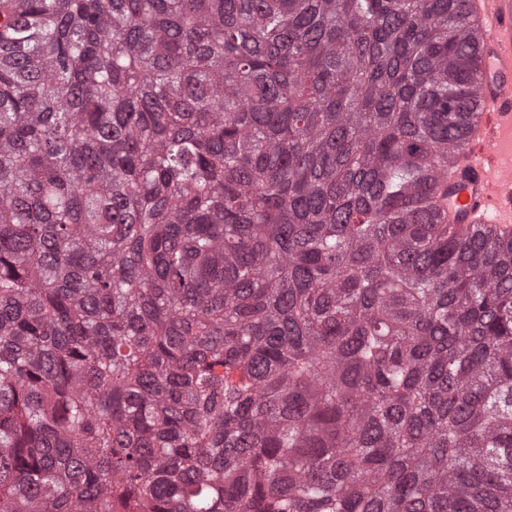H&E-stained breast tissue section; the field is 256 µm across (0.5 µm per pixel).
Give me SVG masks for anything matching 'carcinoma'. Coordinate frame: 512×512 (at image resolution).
<instances>
[{
  "mask_svg": "<svg viewBox=\"0 0 512 512\" xmlns=\"http://www.w3.org/2000/svg\"><path fill=\"white\" fill-rule=\"evenodd\" d=\"M477 91L466 0H0V512H512Z\"/></svg>",
  "mask_w": 512,
  "mask_h": 512,
  "instance_id": "carcinoma-1",
  "label": "carcinoma"
}]
</instances>
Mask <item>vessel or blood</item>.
I'll list each match as a JSON object with an SVG mask.
<instances>
[{"label": "vessel or blood", "mask_w": 512, "mask_h": 512, "mask_svg": "<svg viewBox=\"0 0 512 512\" xmlns=\"http://www.w3.org/2000/svg\"><path fill=\"white\" fill-rule=\"evenodd\" d=\"M482 82L471 128L440 176L449 223L512 231V0H469Z\"/></svg>", "instance_id": "b4317fda"}]
</instances>
